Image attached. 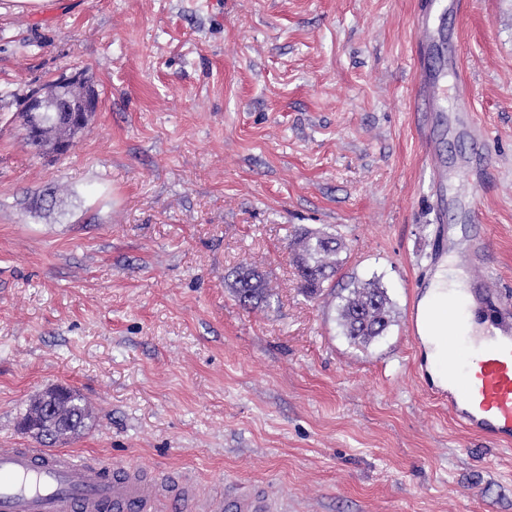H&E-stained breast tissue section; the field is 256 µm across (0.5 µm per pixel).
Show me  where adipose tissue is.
Listing matches in <instances>:
<instances>
[{"instance_id":"obj_1","label":"adipose tissue","mask_w":512,"mask_h":512,"mask_svg":"<svg viewBox=\"0 0 512 512\" xmlns=\"http://www.w3.org/2000/svg\"><path fill=\"white\" fill-rule=\"evenodd\" d=\"M463 280L454 266H441L435 273L424 297L421 299L420 336L425 347L428 370L433 381L440 386L446 385L443 361L447 353V325H432L431 316L436 308L448 304L460 303L463 298Z\"/></svg>"}]
</instances>
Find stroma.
I'll return each instance as SVG.
<instances>
[{"instance_id":"35a3bbf8","label":"stroma","mask_w":512,"mask_h":512,"mask_svg":"<svg viewBox=\"0 0 512 512\" xmlns=\"http://www.w3.org/2000/svg\"><path fill=\"white\" fill-rule=\"evenodd\" d=\"M0 0V448L46 389L92 411L65 448L250 485L288 512H512V448L435 399L408 307L439 240L489 247L512 297V0H468L427 64L452 60L492 142L428 115L456 177L437 204L414 81L418 0ZM84 68L97 108L71 151L37 154L23 99ZM484 162L480 181L462 167ZM482 223L470 220L473 208ZM335 233L332 289L300 291L289 235ZM264 279L243 306L232 271ZM379 279L394 321L368 346L341 296Z\"/></svg>"}]
</instances>
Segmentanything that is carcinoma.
<instances>
[{"instance_id": "1", "label": "carcinoma", "mask_w": 512, "mask_h": 512, "mask_svg": "<svg viewBox=\"0 0 512 512\" xmlns=\"http://www.w3.org/2000/svg\"><path fill=\"white\" fill-rule=\"evenodd\" d=\"M47 115L55 136H47V131L42 129L34 144L39 151L47 148L57 155L63 154L64 143L75 139L86 128L91 117L89 112L70 111V105L60 92ZM290 247L303 292L311 298L320 296L325 284L332 280L338 270L337 256L343 248L341 239L333 234L314 235L299 228L292 234ZM234 288L238 301L244 306L256 307L267 302L269 297L262 288L259 275L244 265L235 271ZM338 313L344 335L354 344L370 343L384 335L392 323L387 292L375 280L354 287L342 299ZM51 392L57 394L60 412L35 419L40 402L37 398L30 405L22 423V430L33 434L45 446L62 437L79 434L89 419V411L78 394L57 387Z\"/></svg>"}]
</instances>
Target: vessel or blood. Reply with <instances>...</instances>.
<instances>
[{"label":"vessel or blood","mask_w":512,"mask_h":512,"mask_svg":"<svg viewBox=\"0 0 512 512\" xmlns=\"http://www.w3.org/2000/svg\"><path fill=\"white\" fill-rule=\"evenodd\" d=\"M455 0H425L415 29L419 35L416 56L424 58L443 44L444 31L436 16L454 9ZM444 69L417 68L416 101L442 102L447 90ZM470 306L488 307L492 283L469 284ZM448 357L444 368L447 389L439 399L468 431L496 442L512 443V326L492 322L488 331L470 335L459 308H451ZM143 469L137 464L81 459L52 448L0 450V512H154L141 492ZM173 512H209L188 481L173 483ZM226 512H284L281 501L259 487L229 495Z\"/></svg>","instance_id":"obj_1"}]
</instances>
